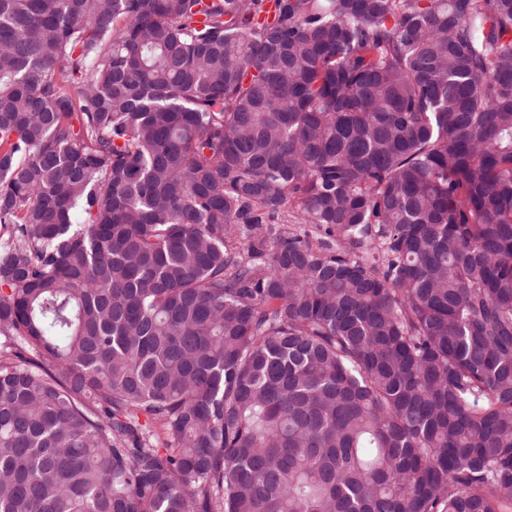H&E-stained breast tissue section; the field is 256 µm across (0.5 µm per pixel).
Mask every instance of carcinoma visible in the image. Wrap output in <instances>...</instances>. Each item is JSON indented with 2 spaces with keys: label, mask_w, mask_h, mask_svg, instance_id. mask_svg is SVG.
Here are the masks:
<instances>
[{
  "label": "carcinoma",
  "mask_w": 512,
  "mask_h": 512,
  "mask_svg": "<svg viewBox=\"0 0 512 512\" xmlns=\"http://www.w3.org/2000/svg\"><path fill=\"white\" fill-rule=\"evenodd\" d=\"M0 512H512V0H0Z\"/></svg>",
  "instance_id": "1"
}]
</instances>
